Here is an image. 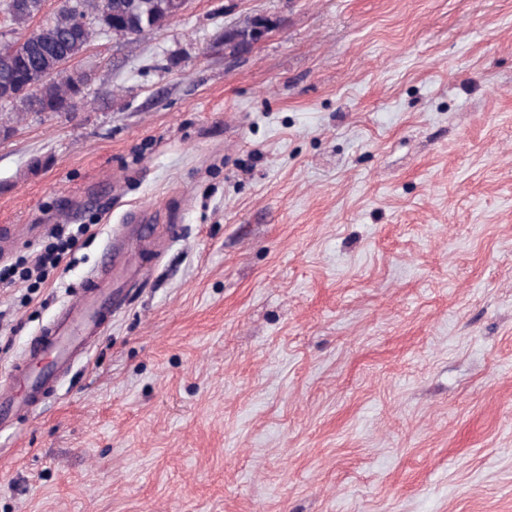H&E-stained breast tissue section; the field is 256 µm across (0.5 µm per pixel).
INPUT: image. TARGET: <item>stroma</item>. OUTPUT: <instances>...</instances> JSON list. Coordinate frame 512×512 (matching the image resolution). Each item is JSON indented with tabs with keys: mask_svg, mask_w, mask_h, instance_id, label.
Instances as JSON below:
<instances>
[{
	"mask_svg": "<svg viewBox=\"0 0 512 512\" xmlns=\"http://www.w3.org/2000/svg\"><path fill=\"white\" fill-rule=\"evenodd\" d=\"M76 65L0 112V383L151 234L0 512H512V0H188ZM133 245L132 238L127 234L124 227L116 231L108 244L103 258V270L107 271L113 262H117L125 254H127ZM77 246L78 239L75 236H69L65 240H61L60 245L55 249H47L38 257L34 269L28 268L26 271L27 277L33 276L34 272H36V277L40 279L47 267L57 268L62 262L64 255Z\"/></svg>",
	"mask_w": 512,
	"mask_h": 512,
	"instance_id": "obj_1",
	"label": "stroma"
}]
</instances>
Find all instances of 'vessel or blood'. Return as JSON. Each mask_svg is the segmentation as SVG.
<instances>
[{
  "label": "vessel or blood",
  "mask_w": 512,
  "mask_h": 512,
  "mask_svg": "<svg viewBox=\"0 0 512 512\" xmlns=\"http://www.w3.org/2000/svg\"><path fill=\"white\" fill-rule=\"evenodd\" d=\"M132 245L126 230L116 231L104 254V265L118 261ZM114 293L112 284L98 276L90 277L81 297L35 338L17 362L14 380L0 385V429L18 414L34 411L54 391L59 374L88 352L102 325L112 316Z\"/></svg>",
  "instance_id": "obj_1"
}]
</instances>
